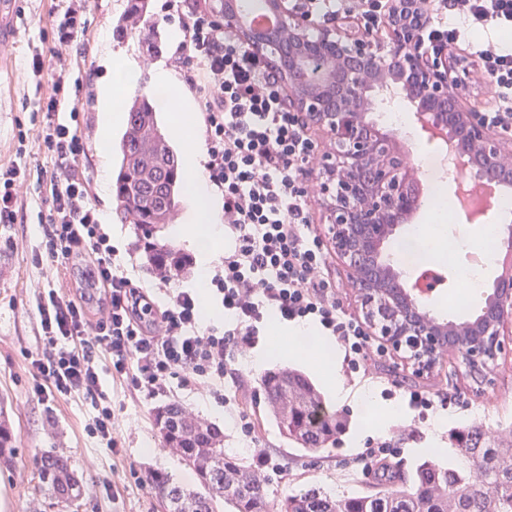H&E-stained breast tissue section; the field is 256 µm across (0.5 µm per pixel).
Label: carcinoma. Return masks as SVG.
Here are the masks:
<instances>
[{
	"label": "carcinoma",
	"mask_w": 512,
	"mask_h": 512,
	"mask_svg": "<svg viewBox=\"0 0 512 512\" xmlns=\"http://www.w3.org/2000/svg\"><path fill=\"white\" fill-rule=\"evenodd\" d=\"M126 129L120 143L121 163L115 181V201L124 222L135 225L152 241L147 255L152 266L182 271L184 260L170 246L153 239V232L170 223L179 206L183 176L177 156L154 105L136 97L125 106ZM265 398L280 433L306 451L336 440L344 423L323 410L317 389L302 375L270 371L262 380ZM157 429L165 443L179 452L195 475L196 487L173 481L161 471L148 481L164 512H265V482L252 466L224 458L222 431L190 419L177 403L159 407ZM462 467L420 463L412 486L370 495L336 498L317 488L289 495L278 512H512V445L486 438L478 426L456 436ZM15 436L0 423V463L11 461ZM485 474L477 485L471 469ZM39 479L51 494L74 502L82 483L64 455L44 459Z\"/></svg>",
	"instance_id": "carcinoma-1"
}]
</instances>
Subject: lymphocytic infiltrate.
Here are the masks:
<instances>
[{
	"label": "lymphocytic infiltrate",
	"mask_w": 512,
	"mask_h": 512,
	"mask_svg": "<svg viewBox=\"0 0 512 512\" xmlns=\"http://www.w3.org/2000/svg\"><path fill=\"white\" fill-rule=\"evenodd\" d=\"M89 0H62L51 42L33 48L29 68L47 75L50 91L41 110L38 148L47 165H0V223H23L21 190L41 198L38 223L54 283L37 293L35 307L44 348L30 364L36 393L89 398L88 424L108 448L115 413L102 390L99 367L135 395L164 392L177 375L213 388L223 379L231 350L254 348L269 312L287 322L313 321L343 345L351 368L371 356V336L336 300L323 241L312 228L306 179L315 144L302 113L267 63L224 28V10L213 0H194L177 61L198 90L208 180L221 194L224 223L235 239L209 288L232 318L224 329L201 328V298L192 288L170 294L166 304L120 274L87 179L78 167L84 145L78 112H59L74 77L73 48L84 30ZM388 0H303L309 16L339 20L358 7L367 34L379 31ZM512 28V0H450L431 14L425 47L431 56L468 43L472 29ZM480 79L494 88L485 122L512 135V47L470 49Z\"/></svg>",
	"instance_id": "1"
}]
</instances>
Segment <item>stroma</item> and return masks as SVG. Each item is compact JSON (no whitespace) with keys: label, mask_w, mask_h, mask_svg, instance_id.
I'll list each match as a JSON object with an SVG mask.
<instances>
[{"label":"stroma","mask_w":512,"mask_h":512,"mask_svg":"<svg viewBox=\"0 0 512 512\" xmlns=\"http://www.w3.org/2000/svg\"><path fill=\"white\" fill-rule=\"evenodd\" d=\"M21 14L0 20V164L17 162L27 166L43 163L33 144L19 145V127H31L39 99L48 91L47 82L28 75L29 47L41 45L58 0H14ZM128 0H90L86 51L73 61L80 86L72 88L83 119L82 136L86 154L81 168L90 181L91 194L102 213L117 247L116 262L132 279L153 289V268L143 249L135 225L122 221L115 210L114 196L103 193L102 168L118 172L121 155L103 159L99 151L97 87L104 73V61L114 52L130 56L141 71L134 93L154 104L164 125H171L178 109L177 99L150 84L157 67L184 77L174 62L178 42L169 38L179 27L178 16L169 14L165 0H147V12L138 25L124 22ZM155 37L156 50H148L145 40ZM30 218L13 225L12 249L0 252V406L4 407L16 436L11 463L0 464V512H161L147 478L163 471L175 481L195 485L196 480L179 455L168 450L155 426L159 406L175 402L194 419L215 424L224 434L226 456L254 463L256 453H264L269 463L261 474L267 480L270 507H277L288 495L316 487L333 496H349L380 491L386 480L379 467L359 461L368 447L387 444L381 460L395 474L400 485L411 486L419 463L432 458L442 466L458 462L454 440L458 431L482 425L488 437L512 440V336L506 350L486 367L475 370L460 356L445 358L427 375L416 376L403 354L387 352L367 363L366 373L350 372L344 360H337V386H329L324 376V360L289 350L270 360L266 368L252 366V352L234 355L224 377V399L215 401L206 390L181 379H173L168 389L151 398L133 399L126 386L110 383L106 390L118 406L116 432L120 454H112L105 441L89 434L85 425L94 415L89 400L37 394L36 378L24 350L41 347L39 321L34 307L36 289L47 287L45 267L35 265L34 254L44 252L36 214L41 207L38 194L27 197ZM443 287L431 297L432 312L442 318L462 321L476 314L483 294H470L458 280L454 267L444 271ZM292 368L307 376L321 392L330 411L347 421L346 429L334 444L308 452L281 435L271 415L261 384L265 370ZM427 390L437 401L450 398L449 406L437 404L426 415L411 410L405 390ZM393 407L397 417L376 421L377 411ZM249 417L253 434H244L239 415ZM153 455H145V448ZM48 454L67 456L82 477L84 492L75 502L49 497L38 486L41 460Z\"/></svg>","instance_id":"35a3bbf8"}]
</instances>
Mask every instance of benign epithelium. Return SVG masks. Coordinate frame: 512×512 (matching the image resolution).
I'll return each instance as SVG.
<instances>
[{
	"label": "benign epithelium",
	"instance_id": "7a95c632",
	"mask_svg": "<svg viewBox=\"0 0 512 512\" xmlns=\"http://www.w3.org/2000/svg\"><path fill=\"white\" fill-rule=\"evenodd\" d=\"M264 8L277 16V26L251 29L241 0H224V27L279 73L293 106L308 114L309 128L328 137L319 185L324 218L370 332L407 353L420 373L462 348L473 367L496 359L512 323V266L498 275L492 300L460 334L457 323L431 313V288L412 277L396 282L383 256L384 244L419 209L421 185L396 134L369 117L371 99L384 104L399 87L409 92L415 129L448 135L463 178L512 185V139L493 133L464 99L462 81L423 51L427 2L392 0L388 46L355 26L315 32L290 0H265Z\"/></svg>",
	"mask_w": 512,
	"mask_h": 512
}]
</instances>
